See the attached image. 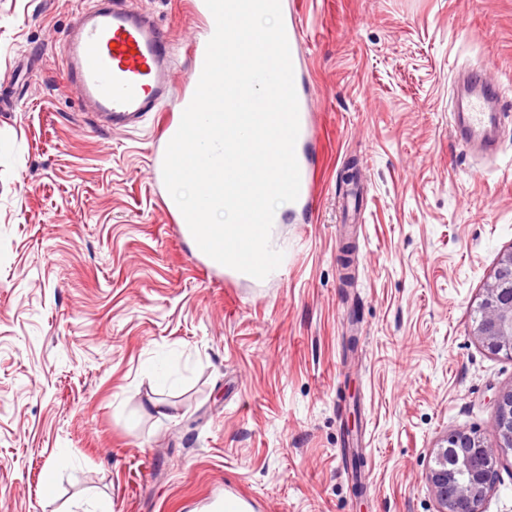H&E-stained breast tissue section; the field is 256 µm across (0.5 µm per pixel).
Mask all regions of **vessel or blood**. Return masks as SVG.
Here are the masks:
<instances>
[{"label": "vessel or blood", "mask_w": 512, "mask_h": 512, "mask_svg": "<svg viewBox=\"0 0 512 512\" xmlns=\"http://www.w3.org/2000/svg\"><path fill=\"white\" fill-rule=\"evenodd\" d=\"M63 69L82 107L103 116L112 127L126 128L145 114L159 112L176 89L172 49L154 20L133 5L115 4L78 14L60 52ZM453 82L463 86L451 112V132L465 151L495 155L492 133L504 118L503 92L484 80L478 69L457 70ZM300 131L295 146L300 170L298 211L310 210L317 197L315 170L305 151L313 136L307 94H299Z\"/></svg>", "instance_id": "b4317fda"}]
</instances>
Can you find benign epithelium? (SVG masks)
<instances>
[{
    "label": "benign epithelium",
    "mask_w": 512,
    "mask_h": 512,
    "mask_svg": "<svg viewBox=\"0 0 512 512\" xmlns=\"http://www.w3.org/2000/svg\"><path fill=\"white\" fill-rule=\"evenodd\" d=\"M471 335L493 354L512 357V249L502 253L494 275L473 310ZM512 454V388L497 397L496 436L457 432L444 439L429 459L426 479L437 512H483L500 456Z\"/></svg>",
    "instance_id": "7a95c632"
}]
</instances>
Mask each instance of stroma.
Wrapping results in <instances>:
<instances>
[{
  "instance_id": "obj_1",
  "label": "stroma",
  "mask_w": 512,
  "mask_h": 512,
  "mask_svg": "<svg viewBox=\"0 0 512 512\" xmlns=\"http://www.w3.org/2000/svg\"><path fill=\"white\" fill-rule=\"evenodd\" d=\"M94 3L0 0V512H220L228 487L250 512H437L433 449L492 439L512 388V358L470 334L512 249V0H284L318 197L307 223L280 205L288 267L261 281L210 265L169 213L197 0H138L178 101L124 130L82 112L60 59ZM465 64L506 93L482 164L448 122Z\"/></svg>"
}]
</instances>
